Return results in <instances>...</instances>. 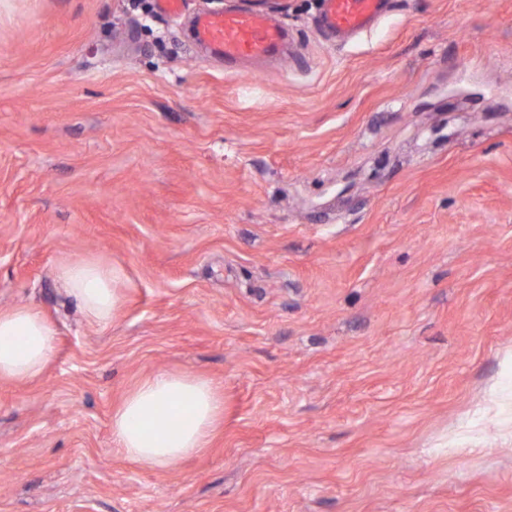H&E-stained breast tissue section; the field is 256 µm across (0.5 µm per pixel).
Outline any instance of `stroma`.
Listing matches in <instances>:
<instances>
[{
	"instance_id": "obj_1",
	"label": "stroma",
	"mask_w": 512,
	"mask_h": 512,
	"mask_svg": "<svg viewBox=\"0 0 512 512\" xmlns=\"http://www.w3.org/2000/svg\"><path fill=\"white\" fill-rule=\"evenodd\" d=\"M252 4L294 40L252 91L189 37ZM0 0V310L58 329L0 381V512H512V0ZM133 286L87 322L56 270ZM159 371L224 391L171 470L116 453ZM389 0H322L318 28L339 42L370 31L387 13Z\"/></svg>"
}]
</instances>
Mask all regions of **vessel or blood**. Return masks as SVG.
I'll list each match as a JSON object with an SVG mask.
<instances>
[{"instance_id": "obj_1", "label": "vessel or blood", "mask_w": 512, "mask_h": 512, "mask_svg": "<svg viewBox=\"0 0 512 512\" xmlns=\"http://www.w3.org/2000/svg\"><path fill=\"white\" fill-rule=\"evenodd\" d=\"M388 6L389 0H322L317 26L326 35L346 42L370 31ZM192 39L231 69L277 61L291 53L285 27L255 7L238 6L218 14L196 15Z\"/></svg>"}]
</instances>
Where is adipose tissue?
Wrapping results in <instances>:
<instances>
[{
    "label": "adipose tissue",
    "mask_w": 512,
    "mask_h": 512,
    "mask_svg": "<svg viewBox=\"0 0 512 512\" xmlns=\"http://www.w3.org/2000/svg\"><path fill=\"white\" fill-rule=\"evenodd\" d=\"M57 278L83 316L108 325L129 278L121 267L95 260L62 263ZM58 331L38 310L0 311V379L23 382L40 375L56 352ZM224 418V396L211 380L185 372L146 376L113 409L112 442L131 461L170 469L207 448Z\"/></svg>",
    "instance_id": "ef3b65f1"
}]
</instances>
